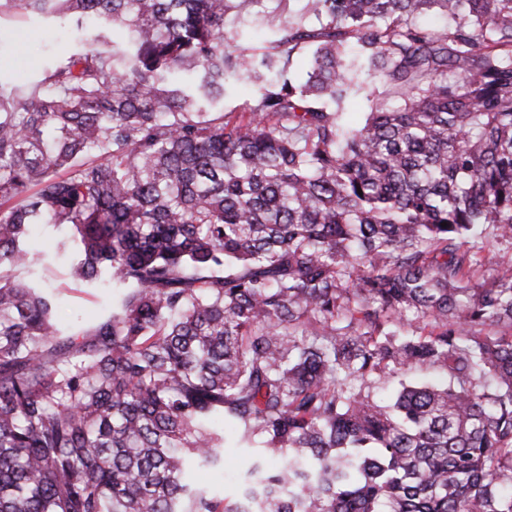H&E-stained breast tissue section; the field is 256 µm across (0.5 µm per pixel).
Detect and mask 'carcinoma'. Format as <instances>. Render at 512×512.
Listing matches in <instances>:
<instances>
[{
	"instance_id": "obj_1",
	"label": "carcinoma",
	"mask_w": 512,
	"mask_h": 512,
	"mask_svg": "<svg viewBox=\"0 0 512 512\" xmlns=\"http://www.w3.org/2000/svg\"><path fill=\"white\" fill-rule=\"evenodd\" d=\"M27 19L132 38L0 75V512H512V0H0ZM42 223L118 291L69 334ZM229 445L231 499L195 480Z\"/></svg>"
}]
</instances>
